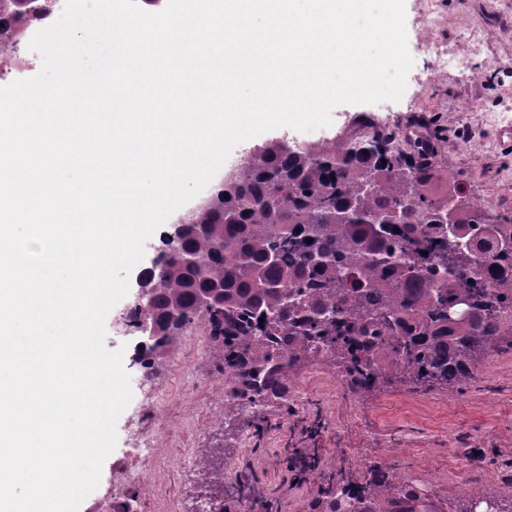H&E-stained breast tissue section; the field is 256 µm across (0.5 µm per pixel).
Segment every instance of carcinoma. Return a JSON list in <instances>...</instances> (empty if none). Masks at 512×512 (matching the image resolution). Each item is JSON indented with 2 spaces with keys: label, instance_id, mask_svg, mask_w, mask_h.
Returning a JSON list of instances; mask_svg holds the SVG:
<instances>
[{
  "label": "carcinoma",
  "instance_id": "cac0c4a2",
  "mask_svg": "<svg viewBox=\"0 0 512 512\" xmlns=\"http://www.w3.org/2000/svg\"><path fill=\"white\" fill-rule=\"evenodd\" d=\"M36 0H0L4 32H23ZM443 173L452 190L430 192ZM457 215L448 229V206ZM313 242L307 243L305 239ZM512 218L490 223L460 174L435 146L408 153L392 131L368 125L340 143H268L165 237L167 259L141 279L150 289L136 332L150 321L136 361L151 372L196 325L218 367L236 372L254 405L224 413L258 437L267 414L295 413L292 379L312 362L336 370L348 391H425L474 381V367L512 350ZM215 296L206 306L202 299ZM468 314L456 316L461 299ZM224 512H271L252 484L224 485ZM311 512H434L395 475L372 469L361 482L328 479ZM459 512H512V491L491 498L477 483Z\"/></svg>",
  "mask_w": 512,
  "mask_h": 512
}]
</instances>
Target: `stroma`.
Here are the masks:
<instances>
[{
  "instance_id": "1",
  "label": "stroma",
  "mask_w": 512,
  "mask_h": 512,
  "mask_svg": "<svg viewBox=\"0 0 512 512\" xmlns=\"http://www.w3.org/2000/svg\"><path fill=\"white\" fill-rule=\"evenodd\" d=\"M406 33L414 64L399 101L342 104L334 108L329 126L302 132L282 127L247 139L232 148L223 170L236 168L250 150L267 141L312 143L340 138L359 116L378 126L403 132L422 126L427 137L444 149L448 164L459 172L469 197L488 215L512 216V0H441L442 24L435 37L456 50L463 35L476 33L479 44L468 59L482 79H462L456 59L439 76L422 49L419 24L423 0H405ZM470 111H462V103ZM164 222L144 245V256L129 272V292L108 314L105 345L122 350L125 371L133 369L135 336H119L113 324L133 304L139 278L151 268L156 246L171 232ZM202 329L180 341L154 380L167 397L155 424L157 456L150 469L131 461L127 427L146 403L141 391L116 423L117 441L105 459L99 488L125 475L128 494L140 484L154 492L140 497L139 512H188L200 489V477L186 461L187 451L231 461L244 456L267 496L280 512H309L317 478L294 483L286 468L287 448L305 447L301 429L314 419L324 428L314 446L334 458L336 470L362 479L369 468L395 472L432 500L439 512H456L472 481L497 493L512 479V352L493 354L477 365L472 386L463 393L448 390L414 392L378 389L362 397L346 396L334 372L321 366L305 368L293 397L292 415L272 412L275 427L250 447L224 442V390L213 356L197 358L190 344L204 342Z\"/></svg>"
}]
</instances>
